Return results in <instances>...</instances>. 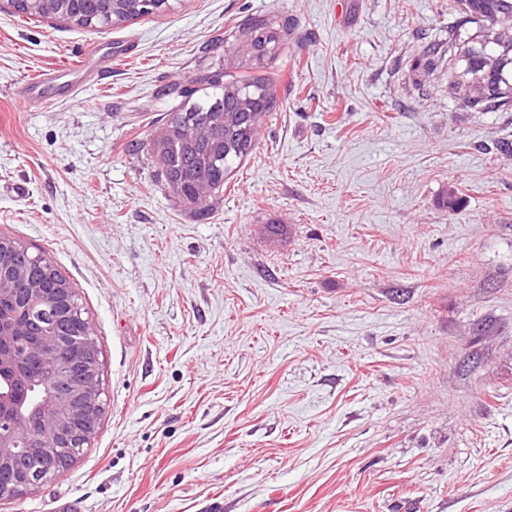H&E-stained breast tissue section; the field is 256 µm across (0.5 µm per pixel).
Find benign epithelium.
<instances>
[{"instance_id": "1", "label": "benign epithelium", "mask_w": 512, "mask_h": 512, "mask_svg": "<svg viewBox=\"0 0 512 512\" xmlns=\"http://www.w3.org/2000/svg\"><path fill=\"white\" fill-rule=\"evenodd\" d=\"M21 281L27 285L25 308L48 302L52 311L62 317L75 312L71 289L60 285L49 298L36 282L28 279L23 265L0 271V305L13 298ZM65 345L64 337L56 332L30 335L20 325L0 327V372L9 370L31 383L28 361L32 360L55 376V383L44 388L40 404L31 410L0 392V420L6 419L13 426L9 434L0 432V502L23 499L55 477L50 465L41 469L36 481L25 476L30 469L31 422L38 423L41 435L52 446H65L74 454L88 447L97 433L106 406L98 348L91 339L84 345V355L76 364L81 371L77 377L71 373V363L60 358Z\"/></svg>"}]
</instances>
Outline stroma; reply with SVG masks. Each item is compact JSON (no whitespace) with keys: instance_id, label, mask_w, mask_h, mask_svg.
I'll list each match as a JSON object with an SVG mask.
<instances>
[{"instance_id":"obj_1","label":"stroma","mask_w":512,"mask_h":512,"mask_svg":"<svg viewBox=\"0 0 512 512\" xmlns=\"http://www.w3.org/2000/svg\"><path fill=\"white\" fill-rule=\"evenodd\" d=\"M170 2L91 29L0 0V235L72 285L107 400L0 512H512V112L423 71L453 0ZM257 15L293 22L279 108L198 211L148 141ZM106 38L133 52L78 101L24 103Z\"/></svg>"}]
</instances>
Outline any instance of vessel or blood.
I'll return each mask as SVG.
<instances>
[{"label":"vessel or blood","instance_id":"obj_1","mask_svg":"<svg viewBox=\"0 0 512 512\" xmlns=\"http://www.w3.org/2000/svg\"><path fill=\"white\" fill-rule=\"evenodd\" d=\"M123 53L122 45L109 39L90 43L77 65L44 71L25 85L24 95L29 99L49 96L58 101H76L80 92L100 73L111 68L113 59Z\"/></svg>","mask_w":512,"mask_h":512}]
</instances>
